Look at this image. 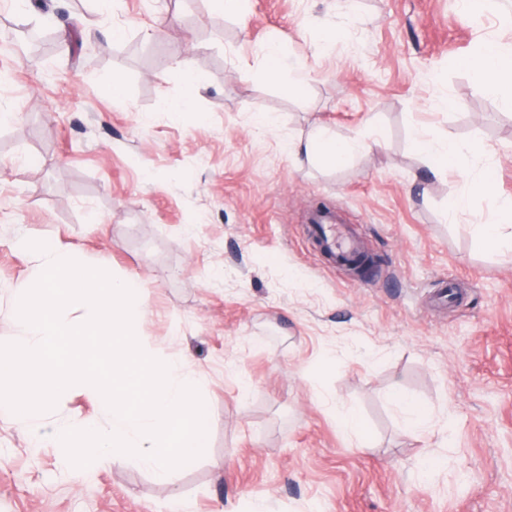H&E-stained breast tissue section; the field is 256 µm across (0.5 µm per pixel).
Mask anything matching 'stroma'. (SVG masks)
I'll use <instances>...</instances> for the list:
<instances>
[{"instance_id": "obj_1", "label": "stroma", "mask_w": 512, "mask_h": 512, "mask_svg": "<svg viewBox=\"0 0 512 512\" xmlns=\"http://www.w3.org/2000/svg\"><path fill=\"white\" fill-rule=\"evenodd\" d=\"M155 2L0 0V113L14 115L0 123V343L37 263L26 241L144 280L142 348L205 377L204 452L167 483L97 459L77 484L0 419V512H166L175 494L193 512H512V250L473 227L512 198V95L466 66L485 40L512 50V0L477 18L460 0H248L242 19ZM44 19L54 43L27 59L12 28ZM115 26L124 38L104 45ZM178 60L203 84L176 78ZM319 126L359 142L344 165L289 154ZM418 136L483 152L437 173ZM462 196L468 213L448 215ZM320 209L380 257L372 276L322 255L306 231ZM101 420L82 391L46 414Z\"/></svg>"}]
</instances>
